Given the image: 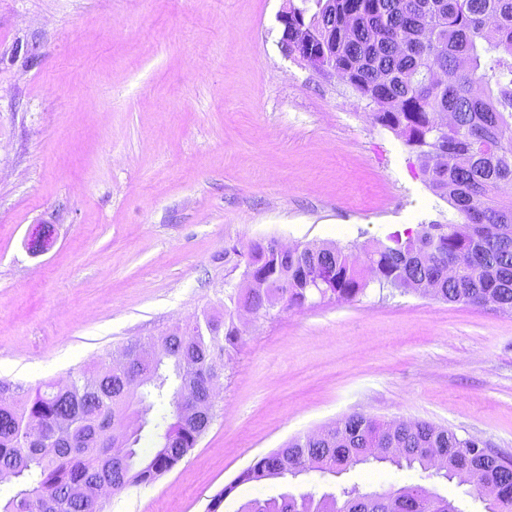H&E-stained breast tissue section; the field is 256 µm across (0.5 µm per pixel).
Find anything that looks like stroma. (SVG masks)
<instances>
[{
    "mask_svg": "<svg viewBox=\"0 0 512 512\" xmlns=\"http://www.w3.org/2000/svg\"><path fill=\"white\" fill-rule=\"evenodd\" d=\"M283 0H0V380L32 390L224 302L231 246L363 245L456 219L338 76L281 47ZM38 224L54 244L32 253ZM217 416L106 512H238L283 492L422 484L387 463L235 485L254 459L359 412L512 456V314L370 286L251 320Z\"/></svg>",
    "mask_w": 512,
    "mask_h": 512,
    "instance_id": "obj_1",
    "label": "stroma"
}]
</instances>
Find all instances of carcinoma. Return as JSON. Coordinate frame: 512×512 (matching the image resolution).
<instances>
[{
	"instance_id": "obj_1",
	"label": "carcinoma",
	"mask_w": 512,
	"mask_h": 512,
	"mask_svg": "<svg viewBox=\"0 0 512 512\" xmlns=\"http://www.w3.org/2000/svg\"><path fill=\"white\" fill-rule=\"evenodd\" d=\"M290 37L309 59L336 63V72L366 104L375 123L401 137L436 195L461 221L422 224L368 246L314 244L275 252L253 241L244 253L242 285L227 294L232 308L202 311L155 339L151 362H140L139 339L123 346L128 365L110 355L93 370L69 374L66 386L45 383L31 399L22 386L0 381V474L17 492L0 512H104L96 491L118 494L172 470L216 417L195 418L183 405L210 404V380L221 378L240 331L234 313L266 316L279 304L302 309L314 298L352 302L370 284L415 291L428 285L446 303H499L512 312V0H288ZM171 398L173 412L149 418ZM156 430L140 453L141 433ZM476 440L426 421H380L351 413L313 438L298 436L255 459L213 499L239 485L334 474L371 461L430 468L446 460L444 477L479 493L500 486L491 512H512V458L466 457ZM242 512H459L453 502L415 484L384 493L358 486L339 494L253 499Z\"/></svg>"
}]
</instances>
